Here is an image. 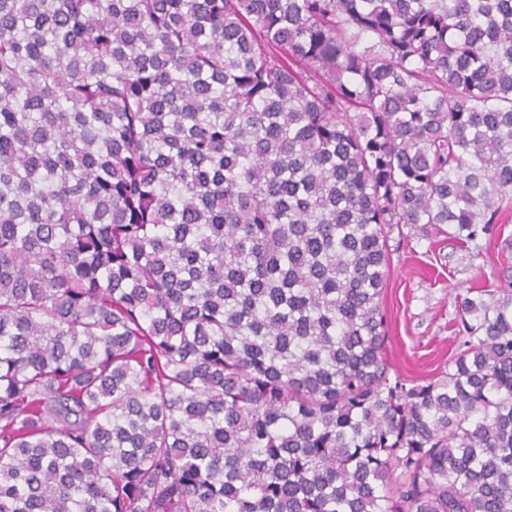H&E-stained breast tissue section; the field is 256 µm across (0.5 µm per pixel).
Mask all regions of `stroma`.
<instances>
[{"instance_id": "obj_1", "label": "stroma", "mask_w": 512, "mask_h": 512, "mask_svg": "<svg viewBox=\"0 0 512 512\" xmlns=\"http://www.w3.org/2000/svg\"><path fill=\"white\" fill-rule=\"evenodd\" d=\"M404 234L384 299L387 356L403 376L422 381L446 369L459 345L458 296L512 281V212L469 244L449 238L444 224L410 226Z\"/></svg>"}]
</instances>
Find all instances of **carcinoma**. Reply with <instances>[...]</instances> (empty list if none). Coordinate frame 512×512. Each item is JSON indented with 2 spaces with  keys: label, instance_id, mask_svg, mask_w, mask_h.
<instances>
[{
  "label": "carcinoma",
  "instance_id": "1",
  "mask_svg": "<svg viewBox=\"0 0 512 512\" xmlns=\"http://www.w3.org/2000/svg\"><path fill=\"white\" fill-rule=\"evenodd\" d=\"M511 207L512 0H0V512H512V295L383 306ZM503 222L490 224L488 234L468 245L448 238L446 224L408 226L398 247L390 243L396 250L384 299L387 356L406 378L427 380L447 368L462 336L456 327L458 294L472 288L474 297L477 290L512 281V211Z\"/></svg>",
  "mask_w": 512,
  "mask_h": 512
}]
</instances>
